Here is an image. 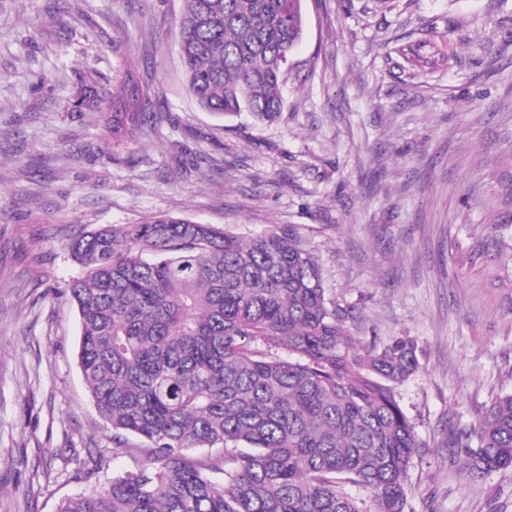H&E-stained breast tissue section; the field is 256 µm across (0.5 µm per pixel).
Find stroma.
Wrapping results in <instances>:
<instances>
[{
    "label": "stroma",
    "instance_id": "obj_1",
    "mask_svg": "<svg viewBox=\"0 0 512 512\" xmlns=\"http://www.w3.org/2000/svg\"><path fill=\"white\" fill-rule=\"evenodd\" d=\"M275 123L189 94L182 0H0V512H55L130 467L77 365L81 232L161 214L291 224L345 328L416 339L406 512H512V470L449 447L512 393V0H304ZM132 74L162 119L112 135ZM105 468L87 476L90 458Z\"/></svg>",
    "mask_w": 512,
    "mask_h": 512
}]
</instances>
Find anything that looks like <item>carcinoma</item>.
<instances>
[{
    "label": "carcinoma",
    "mask_w": 512,
    "mask_h": 512,
    "mask_svg": "<svg viewBox=\"0 0 512 512\" xmlns=\"http://www.w3.org/2000/svg\"><path fill=\"white\" fill-rule=\"evenodd\" d=\"M179 50L198 106L274 121L303 35L302 0H183ZM129 74L112 91V136L162 118ZM68 284L78 367L112 447V473L57 512H405L419 442L396 385L419 366L400 337L362 345L326 295L292 225L243 237L160 215L84 231ZM288 351V357L280 351ZM472 475L512 469V394L454 433Z\"/></svg>",
    "instance_id": "obj_1"
}]
</instances>
